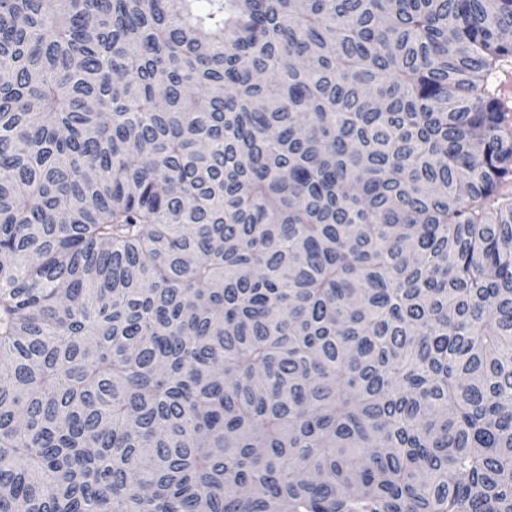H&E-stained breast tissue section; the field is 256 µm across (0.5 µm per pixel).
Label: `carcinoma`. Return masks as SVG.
Masks as SVG:
<instances>
[{"instance_id": "carcinoma-1", "label": "carcinoma", "mask_w": 512, "mask_h": 512, "mask_svg": "<svg viewBox=\"0 0 512 512\" xmlns=\"http://www.w3.org/2000/svg\"><path fill=\"white\" fill-rule=\"evenodd\" d=\"M512 0H0V512H512Z\"/></svg>"}]
</instances>
